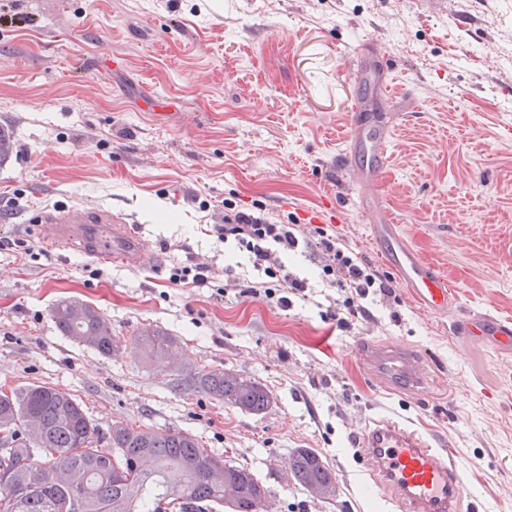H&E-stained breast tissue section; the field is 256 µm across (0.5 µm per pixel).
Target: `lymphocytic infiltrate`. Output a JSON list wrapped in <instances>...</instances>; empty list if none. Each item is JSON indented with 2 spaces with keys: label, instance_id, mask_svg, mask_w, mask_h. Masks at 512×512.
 Returning a JSON list of instances; mask_svg holds the SVG:
<instances>
[{
  "label": "lymphocytic infiltrate",
  "instance_id": "lymphocytic-infiltrate-1",
  "mask_svg": "<svg viewBox=\"0 0 512 512\" xmlns=\"http://www.w3.org/2000/svg\"><path fill=\"white\" fill-rule=\"evenodd\" d=\"M217 239L245 254L256 280L240 278L233 266H225L224 283L212 284L210 267L205 263L176 265L169 270L171 283L210 289L213 299L229 296L251 297L289 309L295 302L309 301V278L295 273L286 264L288 256L303 252L318 270L330 293L322 319L334 321L339 330L351 331L368 316V297H385L393 292L392 280L366 259L358 257L342 239L322 226L302 234L296 225L275 220L264 206L251 209L228 203L219 224L213 225Z\"/></svg>",
  "mask_w": 512,
  "mask_h": 512
}]
</instances>
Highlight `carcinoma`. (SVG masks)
Segmentation results:
<instances>
[{"instance_id": "cac0c4a2", "label": "carcinoma", "mask_w": 512, "mask_h": 512, "mask_svg": "<svg viewBox=\"0 0 512 512\" xmlns=\"http://www.w3.org/2000/svg\"><path fill=\"white\" fill-rule=\"evenodd\" d=\"M18 152L0 128V165ZM58 330L109 355L117 348L111 324L91 305L62 300L50 311ZM139 346L152 359H172L176 342L146 329ZM196 387L224 404L260 414L270 391L240 374L210 370ZM0 512H261L272 495L249 468L201 445L189 432L115 422L108 434L75 398L45 385L0 390ZM289 477L320 501L336 498V474L313 448L294 450Z\"/></svg>"}]
</instances>
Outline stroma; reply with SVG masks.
I'll return each instance as SVG.
<instances>
[{
  "label": "stroma",
  "instance_id": "obj_1",
  "mask_svg": "<svg viewBox=\"0 0 512 512\" xmlns=\"http://www.w3.org/2000/svg\"><path fill=\"white\" fill-rule=\"evenodd\" d=\"M370 41L392 77L373 96L345 47ZM118 56V67L92 65ZM391 127L378 184L347 160L362 101ZM0 127L18 153L0 165V389L30 384L79 399L100 430L116 421L197 436L253 469L277 512H394L372 497L357 438L401 416L455 450L462 512H512V350L474 348L456 324L512 321V0H0ZM336 233L380 272L371 222L390 216L448 279L456 312L434 313L394 281L366 300L358 335L331 329L316 301L284 311L169 282L176 264L224 262L210 231L225 200ZM63 203L111 207L144 237L140 267L83 249L46 251L23 222ZM34 248L23 252L24 245ZM75 298L112 324L103 356L62 335L55 303ZM171 336L188 355L147 359L134 339ZM395 342L422 359L417 392L375 384L357 351ZM230 370L275 398L262 414L186 389ZM317 449L334 500L291 481L289 454Z\"/></svg>",
  "mask_w": 512,
  "mask_h": 512
}]
</instances>
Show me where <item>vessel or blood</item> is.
I'll return each instance as SVG.
<instances>
[{
	"label": "vessel or blood",
	"mask_w": 512,
	"mask_h": 512,
	"mask_svg": "<svg viewBox=\"0 0 512 512\" xmlns=\"http://www.w3.org/2000/svg\"><path fill=\"white\" fill-rule=\"evenodd\" d=\"M353 151L369 159L364 167L368 182H379L390 147L388 127L370 123L363 114L352 122ZM39 238L51 250L80 242L91 257L109 264H141L145 252L141 239L114 226L111 211L59 205L32 212ZM373 235L383 246L381 255L393 267L416 300L432 310L454 306L447 278L424 263L410 242L390 221L374 225ZM461 335L499 347L512 346V322L486 313L472 314L460 324ZM424 368L420 358L389 346L375 352L370 373L381 385L395 388L421 386ZM365 474L399 512H461V471L452 454L421 431L394 418L375 419L358 438Z\"/></svg>",
	"instance_id": "b4317fda"
}]
</instances>
